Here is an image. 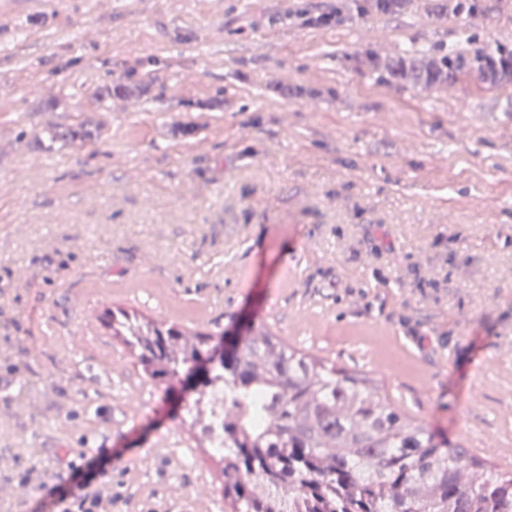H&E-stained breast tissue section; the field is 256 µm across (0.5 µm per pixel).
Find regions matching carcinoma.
<instances>
[{
  "instance_id": "carcinoma-1",
  "label": "carcinoma",
  "mask_w": 512,
  "mask_h": 512,
  "mask_svg": "<svg viewBox=\"0 0 512 512\" xmlns=\"http://www.w3.org/2000/svg\"><path fill=\"white\" fill-rule=\"evenodd\" d=\"M474 67L493 82L512 77V50L469 58L436 50L402 63L414 82L452 78ZM107 327L138 352L143 370L171 386L198 377L187 413L206 412V388L233 393L217 449L224 497L235 512H512V472L397 412L368 382L298 356L253 331L214 359L213 337L117 310Z\"/></svg>"
}]
</instances>
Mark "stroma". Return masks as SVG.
<instances>
[{
    "label": "stroma",
    "mask_w": 512,
    "mask_h": 512,
    "mask_svg": "<svg viewBox=\"0 0 512 512\" xmlns=\"http://www.w3.org/2000/svg\"><path fill=\"white\" fill-rule=\"evenodd\" d=\"M455 2L0 0V512L99 445L112 512H233L108 308L263 328L504 470L512 83L391 71L512 46V0Z\"/></svg>",
    "instance_id": "1"
}]
</instances>
